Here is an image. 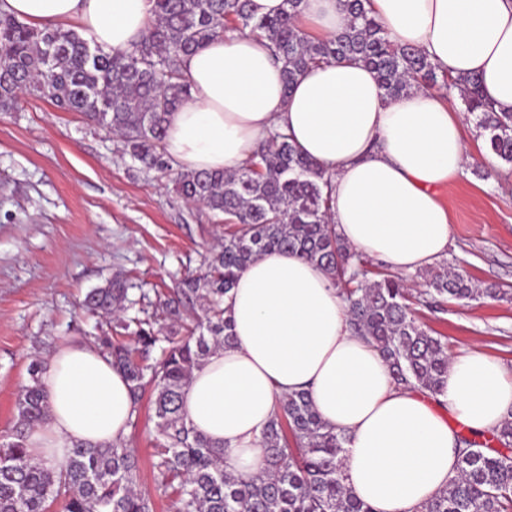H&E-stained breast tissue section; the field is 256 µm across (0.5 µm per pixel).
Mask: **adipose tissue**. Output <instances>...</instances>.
Listing matches in <instances>:
<instances>
[{"mask_svg":"<svg viewBox=\"0 0 512 512\" xmlns=\"http://www.w3.org/2000/svg\"><path fill=\"white\" fill-rule=\"evenodd\" d=\"M371 9L391 42L423 50L452 77H477L494 110L512 113V0H371ZM1 13L74 28L108 52L146 33L152 4L0 0ZM301 21L333 39L347 23L343 0H304ZM184 68L193 98L172 114L163 140L184 169L238 168L280 132L331 175L333 229L357 252L398 274L447 253L452 220L440 193L471 154L451 96L419 89L387 100L358 61L309 67L288 91L266 40L229 32ZM224 304L234 340L194 369L183 410L223 446L238 479L260 472L279 401L301 390L329 427L346 434V483L375 512H417L456 473L459 427L487 438L512 417V380L478 351L450 358L440 399L398 386L379 352L351 331L326 271L295 253L255 259ZM40 384L49 409L27 437L35 461L54 469L76 444L128 440V383L94 344H60Z\"/></svg>","mask_w":512,"mask_h":512,"instance_id":"obj_1","label":"adipose tissue"}]
</instances>
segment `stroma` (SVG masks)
<instances>
[{"label": "stroma", "mask_w": 512, "mask_h": 512, "mask_svg": "<svg viewBox=\"0 0 512 512\" xmlns=\"http://www.w3.org/2000/svg\"><path fill=\"white\" fill-rule=\"evenodd\" d=\"M475 148L463 175L441 192L452 220L448 258L478 284L509 291L445 310L419 308L445 336L449 354L477 349L512 377V167ZM224 224L177 197L170 177L140 169L121 143L77 112L26 98L0 112V434L10 431L29 362L61 343L92 341L110 331L82 314L92 288L120 276L130 298L173 288L199 268ZM150 397H143L129 444L139 455L140 482L156 512L169 500L149 466L155 438Z\"/></svg>", "instance_id": "35a3bbf8"}]
</instances>
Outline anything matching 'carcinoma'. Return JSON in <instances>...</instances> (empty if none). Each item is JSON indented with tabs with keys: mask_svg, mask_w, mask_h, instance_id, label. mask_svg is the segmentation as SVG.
Wrapping results in <instances>:
<instances>
[{
	"mask_svg": "<svg viewBox=\"0 0 512 512\" xmlns=\"http://www.w3.org/2000/svg\"><path fill=\"white\" fill-rule=\"evenodd\" d=\"M348 23L331 40L313 38L296 24L303 0H284L281 13L258 18L250 0H153L148 33L125 51L93 48L77 33L37 29L0 15V111L21 97L50 100L66 112L120 138L122 153L146 170L167 172L160 151L170 115L191 98L183 61L227 31L267 40L282 64L284 90L311 65L358 60L374 70L384 94L396 99L414 86L458 89L489 153L512 166V113L494 112L474 78L453 79L427 55L390 41L370 14L369 0H345ZM177 196L224 216V242L204 259L203 270L183 278L168 294L141 307L143 317H124L128 288L115 277L90 290L81 307L113 315V331L130 342L100 336L97 345L122 370L134 404L153 396L157 435L152 469L172 489L171 512H374L343 477L346 436L327 428L310 395L298 391L279 402L264 436L261 472L244 482L224 469V447L187 423L182 391L211 351L232 338L224 296L238 273L269 251H291L325 269L348 303L354 332L374 343L394 381L438 397L444 393L448 344L411 307L405 280L383 273L368 277L366 257L332 230L331 177L298 152L282 133L273 134L233 170L188 171L172 179ZM423 302L498 300L507 291L479 288L458 263L445 262L425 275ZM202 305L193 327L181 333L183 313ZM173 324L168 346L146 363L159 341L158 312ZM45 361L29 365V384L16 402L11 433L0 437V512H153L138 487L140 461L128 443L75 445L56 470L26 452L29 429L48 413L39 385ZM485 451L463 439L457 475L419 512H512V420Z\"/></svg>",
	"mask_w": 512,
	"mask_h": 512,
	"instance_id": "carcinoma-1",
	"label": "carcinoma"
}]
</instances>
